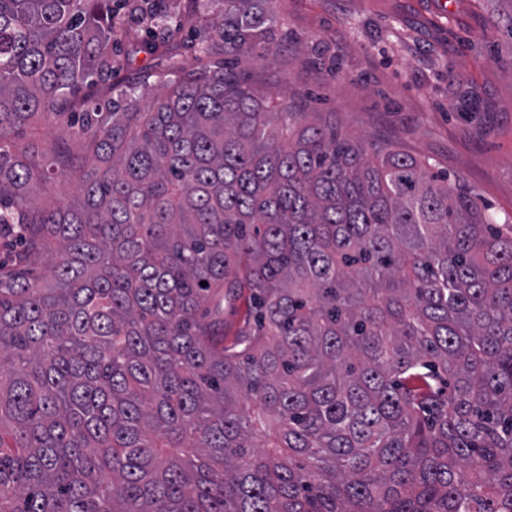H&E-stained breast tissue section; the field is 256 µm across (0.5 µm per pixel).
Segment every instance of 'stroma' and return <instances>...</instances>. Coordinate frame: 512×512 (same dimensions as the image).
<instances>
[{
  "label": "stroma",
  "instance_id": "obj_1",
  "mask_svg": "<svg viewBox=\"0 0 512 512\" xmlns=\"http://www.w3.org/2000/svg\"><path fill=\"white\" fill-rule=\"evenodd\" d=\"M177 60L214 66L193 51L210 39L222 0H166ZM122 31L111 82L127 90L163 59L136 50L146 27L115 0ZM273 66L249 56L236 79L267 100L293 96L308 112H332L349 133L400 144L472 191L492 218L512 215V0H275ZM338 73H330V60Z\"/></svg>",
  "mask_w": 512,
  "mask_h": 512
}]
</instances>
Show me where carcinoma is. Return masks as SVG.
<instances>
[{
  "label": "carcinoma",
  "mask_w": 512,
  "mask_h": 512,
  "mask_svg": "<svg viewBox=\"0 0 512 512\" xmlns=\"http://www.w3.org/2000/svg\"><path fill=\"white\" fill-rule=\"evenodd\" d=\"M273 23L224 0V63L273 64ZM115 31L0 0V512H512V216L222 67L71 100ZM37 117L84 155L11 138ZM75 195L74 183L59 179L53 183L35 187L32 193V197L36 199L37 202H42L47 197L51 198L56 196L62 203H68L74 199ZM250 310L247 300L242 299L238 303V307L232 314H229L224 324V344H230L237 337L235 336L238 328L243 324L244 320L249 316Z\"/></svg>",
  "instance_id": "1"
}]
</instances>
